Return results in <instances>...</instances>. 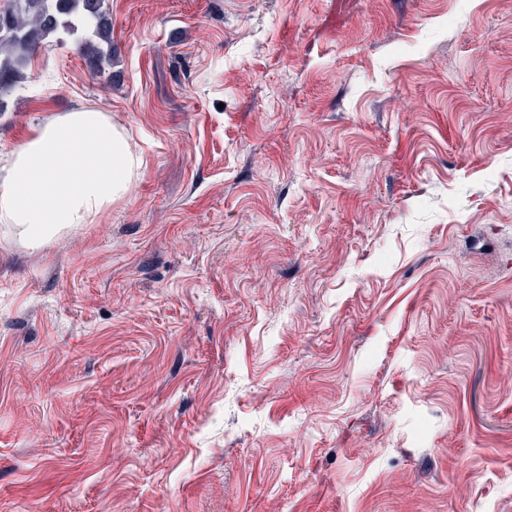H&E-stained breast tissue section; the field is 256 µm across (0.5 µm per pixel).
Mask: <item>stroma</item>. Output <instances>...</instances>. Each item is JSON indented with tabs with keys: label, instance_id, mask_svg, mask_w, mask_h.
<instances>
[{
	"label": "stroma",
	"instance_id": "1",
	"mask_svg": "<svg viewBox=\"0 0 512 512\" xmlns=\"http://www.w3.org/2000/svg\"><path fill=\"white\" fill-rule=\"evenodd\" d=\"M0 112L143 158L0 224V512H512V0H108Z\"/></svg>",
	"mask_w": 512,
	"mask_h": 512
}]
</instances>
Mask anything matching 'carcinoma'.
Instances as JSON below:
<instances>
[{"mask_svg":"<svg viewBox=\"0 0 512 512\" xmlns=\"http://www.w3.org/2000/svg\"><path fill=\"white\" fill-rule=\"evenodd\" d=\"M73 38L93 79L112 84V25L107 0H10L0 10V112L27 79L33 54Z\"/></svg>","mask_w":512,"mask_h":512,"instance_id":"cac0c4a2","label":"carcinoma"}]
</instances>
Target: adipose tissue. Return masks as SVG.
Here are the masks:
<instances>
[{
	"mask_svg": "<svg viewBox=\"0 0 512 512\" xmlns=\"http://www.w3.org/2000/svg\"><path fill=\"white\" fill-rule=\"evenodd\" d=\"M124 132L100 111L77 109L39 127L0 177V224L38 243L95 223L142 170Z\"/></svg>",
	"mask_w": 512,
	"mask_h": 512,
	"instance_id": "adipose-tissue-1",
	"label": "adipose tissue"
}]
</instances>
